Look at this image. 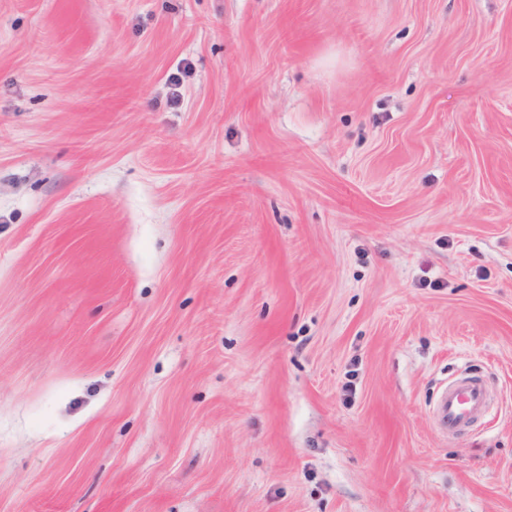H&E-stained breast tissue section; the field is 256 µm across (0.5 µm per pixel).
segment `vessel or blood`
Wrapping results in <instances>:
<instances>
[{
  "instance_id": "1",
  "label": "vessel or blood",
  "mask_w": 512,
  "mask_h": 512,
  "mask_svg": "<svg viewBox=\"0 0 512 512\" xmlns=\"http://www.w3.org/2000/svg\"><path fill=\"white\" fill-rule=\"evenodd\" d=\"M488 409V392L483 380L466 372L442 388L433 413L441 429L448 432L469 426Z\"/></svg>"
}]
</instances>
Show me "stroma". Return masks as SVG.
Wrapping results in <instances>:
<instances>
[{
    "label": "stroma",
    "mask_w": 512,
    "mask_h": 512,
    "mask_svg": "<svg viewBox=\"0 0 512 512\" xmlns=\"http://www.w3.org/2000/svg\"><path fill=\"white\" fill-rule=\"evenodd\" d=\"M0 512H512V0H0ZM488 392L483 380L470 372L448 381L439 393L433 413L446 433L469 426L488 412Z\"/></svg>",
    "instance_id": "obj_1"
}]
</instances>
